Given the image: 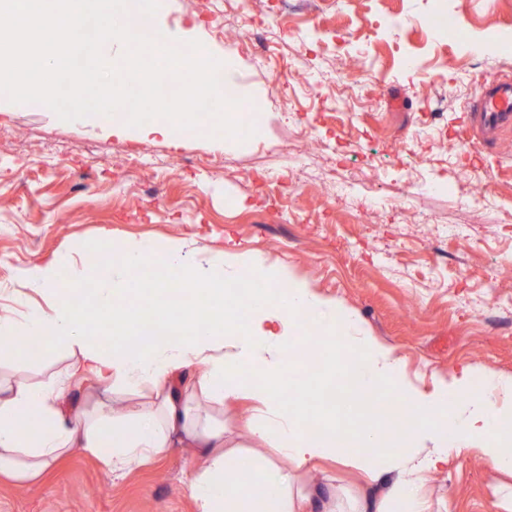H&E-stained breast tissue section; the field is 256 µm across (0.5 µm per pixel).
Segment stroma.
<instances>
[{
	"label": "stroma",
	"mask_w": 512,
	"mask_h": 512,
	"mask_svg": "<svg viewBox=\"0 0 512 512\" xmlns=\"http://www.w3.org/2000/svg\"><path fill=\"white\" fill-rule=\"evenodd\" d=\"M161 0L157 20L191 32L258 102L243 143L113 135L111 121L47 106L0 113V310L23 270L101 238L225 244L285 267L396 348L431 391L463 366L512 376V129L463 135L483 83L512 78V0ZM265 30L270 61L237 43L238 13ZM450 13L451 31L426 22ZM148 150L149 166L124 156ZM191 459L176 452L114 480L90 454L38 481L0 476V512H196ZM512 476L479 451L424 486L434 512H494Z\"/></svg>",
	"instance_id": "stroma-1"
}]
</instances>
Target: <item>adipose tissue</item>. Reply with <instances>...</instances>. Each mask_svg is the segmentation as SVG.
Segmentation results:
<instances>
[{
    "instance_id": "1",
    "label": "adipose tissue",
    "mask_w": 512,
    "mask_h": 512,
    "mask_svg": "<svg viewBox=\"0 0 512 512\" xmlns=\"http://www.w3.org/2000/svg\"><path fill=\"white\" fill-rule=\"evenodd\" d=\"M96 249L112 261L91 266L87 277H65L63 255L27 269L26 286L46 306L0 316V358L26 353V341L36 337L43 358L65 361L45 380L0 376L1 475L25 483L62 457L87 453L117 477L179 449L196 463L188 485L196 512H431L421 484L462 451L477 449L495 468L512 471V376H485L478 392L465 367L427 393L406 380L395 348L363 334L348 310L283 267L229 249L223 263L207 257L192 264L179 242L115 245L104 238ZM153 261L163 274L151 287H133L131 266ZM258 281L269 294L240 314ZM89 282V303L78 302ZM180 287L193 306L167 303L169 290ZM102 312L125 327L137 321L165 330L168 341L133 344L116 336L103 350L89 330L93 314ZM302 334L323 351L325 376L363 365L361 392L392 405L394 414H412L413 428L396 433L377 419L352 431L335 418L318 431L313 417L288 408L284 393L298 399L305 390L294 356ZM80 373L107 384L111 402H125V409L102 401L89 410L63 408ZM239 402L251 407L241 428L254 444L271 446L273 457L248 453L212 413ZM244 460L252 469L248 481L238 476ZM321 462L351 466L360 487L306 482Z\"/></svg>"
}]
</instances>
